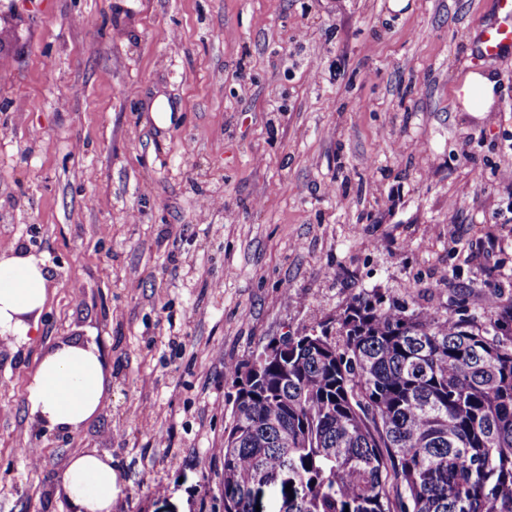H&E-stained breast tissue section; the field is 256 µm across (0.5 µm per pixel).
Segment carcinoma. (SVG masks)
I'll use <instances>...</instances> for the list:
<instances>
[{
  "label": "carcinoma",
  "instance_id": "obj_1",
  "mask_svg": "<svg viewBox=\"0 0 512 512\" xmlns=\"http://www.w3.org/2000/svg\"><path fill=\"white\" fill-rule=\"evenodd\" d=\"M310 329L247 389L230 363L232 512H512V297L358 296Z\"/></svg>",
  "mask_w": 512,
  "mask_h": 512
}]
</instances>
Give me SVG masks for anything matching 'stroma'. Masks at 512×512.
Returning <instances> with one entry per match:
<instances>
[{
  "label": "stroma",
  "instance_id": "35a3bbf8",
  "mask_svg": "<svg viewBox=\"0 0 512 512\" xmlns=\"http://www.w3.org/2000/svg\"><path fill=\"white\" fill-rule=\"evenodd\" d=\"M503 22L496 0H0V251L52 278L38 344L0 354V512H72L77 452L111 455L112 512H223L225 361L363 292L511 296L512 54L474 49ZM475 71L486 112L456 93ZM67 342L110 379L72 435L26 413Z\"/></svg>",
  "mask_w": 512,
  "mask_h": 512
}]
</instances>
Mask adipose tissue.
<instances>
[{"mask_svg": "<svg viewBox=\"0 0 512 512\" xmlns=\"http://www.w3.org/2000/svg\"><path fill=\"white\" fill-rule=\"evenodd\" d=\"M44 260L21 252L0 259V337L28 343L35 338L29 314L48 299ZM108 377L98 350L63 343L47 350L27 388L30 421L62 434L77 432L96 417L107 397ZM63 482L75 512H112L110 457L81 453L71 458Z\"/></svg>", "mask_w": 512, "mask_h": 512, "instance_id": "1", "label": "adipose tissue"}]
</instances>
